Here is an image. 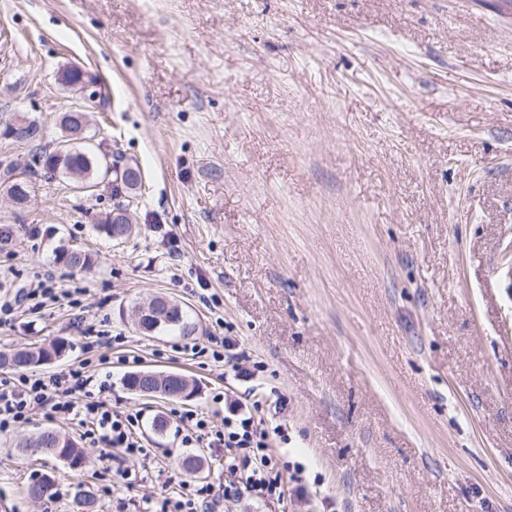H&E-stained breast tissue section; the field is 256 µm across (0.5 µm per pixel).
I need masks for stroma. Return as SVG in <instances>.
I'll return each mask as SVG.
<instances>
[{
  "label": "stroma",
  "instance_id": "obj_1",
  "mask_svg": "<svg viewBox=\"0 0 512 512\" xmlns=\"http://www.w3.org/2000/svg\"><path fill=\"white\" fill-rule=\"evenodd\" d=\"M69 67L95 96L58 81ZM71 110L141 168L135 231L114 246L94 226L124 195L73 192L0 136V296L44 269L77 292L17 313L0 349L65 341L32 366L45 378L101 362L153 454L123 458L142 480L117 487L80 417L37 412L0 433V512H77L78 483L98 512H138L187 476L175 410L222 426L218 393L261 401L270 453L304 470L300 490L244 485L224 512H512V17L474 0H0V123L35 121L51 148ZM68 244L90 270L55 262ZM157 294L194 331L138 333ZM212 336L224 362L179 350ZM133 355L197 396L128 391ZM45 427L81 469L20 450ZM50 471L62 495L29 500Z\"/></svg>",
  "mask_w": 512,
  "mask_h": 512
}]
</instances>
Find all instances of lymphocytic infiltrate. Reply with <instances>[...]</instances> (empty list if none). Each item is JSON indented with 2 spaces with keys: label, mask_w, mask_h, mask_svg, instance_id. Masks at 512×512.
Returning a JSON list of instances; mask_svg holds the SVG:
<instances>
[{
  "label": "lymphocytic infiltrate",
  "mask_w": 512,
  "mask_h": 512,
  "mask_svg": "<svg viewBox=\"0 0 512 512\" xmlns=\"http://www.w3.org/2000/svg\"><path fill=\"white\" fill-rule=\"evenodd\" d=\"M32 287L0 301V325L10 322L16 309L42 307L56 300L53 276L49 271L35 272ZM111 389L109 379L85 375L83 368L70 370L49 379L21 372L0 379V433L28 422L37 411L47 409L63 416H81L88 423L87 440L100 448H118L128 457L149 458L139 434L141 419L130 411L113 410L105 397ZM260 402L239 403L229 409L223 427L212 426L207 416L194 410L178 413L183 447L203 444L209 448H228L234 455L226 465L229 477L245 479L252 486L273 496L283 492L282 471L268 454L269 432L255 417ZM235 485L216 495L211 485L181 481L175 491L147 501L145 512H223L225 499L235 495Z\"/></svg>",
  "instance_id": "obj_1"
}]
</instances>
